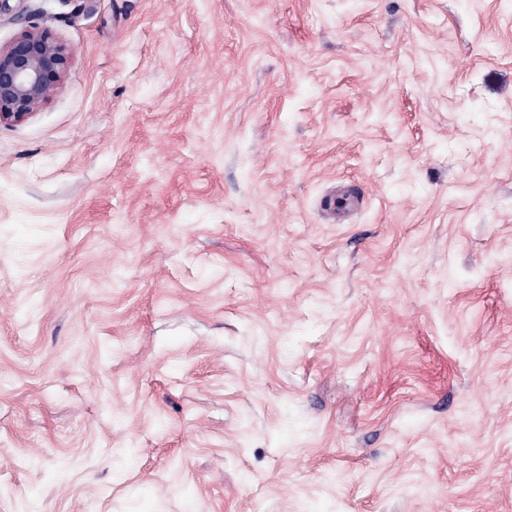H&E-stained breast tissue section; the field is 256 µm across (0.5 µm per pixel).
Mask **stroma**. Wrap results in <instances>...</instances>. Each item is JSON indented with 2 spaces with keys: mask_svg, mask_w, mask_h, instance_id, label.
<instances>
[{
  "mask_svg": "<svg viewBox=\"0 0 512 512\" xmlns=\"http://www.w3.org/2000/svg\"><path fill=\"white\" fill-rule=\"evenodd\" d=\"M9 5L0 512H512V0ZM71 63L48 31L26 30L0 47V124L32 116L61 84Z\"/></svg>",
  "mask_w": 512,
  "mask_h": 512,
  "instance_id": "obj_1",
  "label": "stroma"
}]
</instances>
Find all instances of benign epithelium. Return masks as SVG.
I'll return each instance as SVG.
<instances>
[{"label":"benign epithelium","mask_w":512,"mask_h":512,"mask_svg":"<svg viewBox=\"0 0 512 512\" xmlns=\"http://www.w3.org/2000/svg\"><path fill=\"white\" fill-rule=\"evenodd\" d=\"M70 63L67 48L44 30H26L0 47V124L32 116L61 84Z\"/></svg>","instance_id":"obj_1"}]
</instances>
